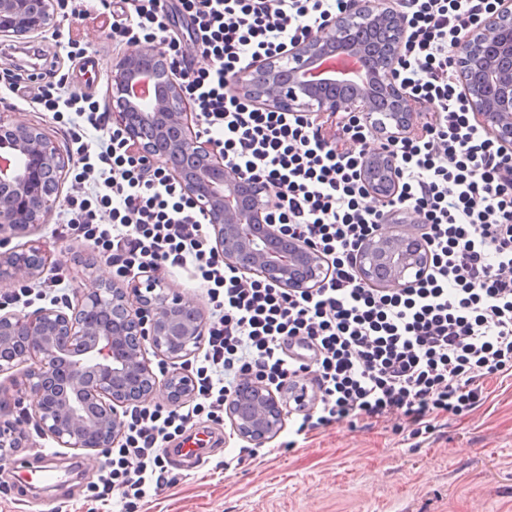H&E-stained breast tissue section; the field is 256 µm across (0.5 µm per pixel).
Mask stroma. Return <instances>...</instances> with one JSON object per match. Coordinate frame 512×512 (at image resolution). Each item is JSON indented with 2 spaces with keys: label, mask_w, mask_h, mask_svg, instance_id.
<instances>
[{
  "label": "stroma",
  "mask_w": 512,
  "mask_h": 512,
  "mask_svg": "<svg viewBox=\"0 0 512 512\" xmlns=\"http://www.w3.org/2000/svg\"><path fill=\"white\" fill-rule=\"evenodd\" d=\"M110 24L109 17L94 14L80 20L60 17L55 26L32 35L25 50L0 35V85L13 76L18 86L37 94V70L51 64L94 100L110 102L112 60L126 49L109 39ZM61 29L85 45L84 58L62 47ZM0 114L40 125L62 152H69L62 125L43 105L10 93L0 100ZM61 222V211H54L48 223L11 240L15 246L43 241L60 260L29 282L32 298L22 311L43 307L37 297L42 288L57 283L71 295L92 288L94 279L114 277L107 263L87 268V261H95L91 242L60 235ZM489 390L482 407L445 418L440 436L414 452L386 424L353 428L343 422L312 431L291 449L284 446L287 433H280L270 453L236 465L232 459L243 442L232 436L228 421L200 417L193 429L205 438L203 459L174 467L177 483L141 502L137 512H512V378L491 382ZM9 418L21 442L0 465V512H57L61 507L119 512L118 493L105 502L91 496L99 467L92 452L57 447L23 408H14ZM45 449L57 456L62 484L41 486L38 475L19 465Z\"/></svg>",
  "instance_id": "stroma-1"
}]
</instances>
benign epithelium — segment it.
Segmentation results:
<instances>
[{
  "mask_svg": "<svg viewBox=\"0 0 512 512\" xmlns=\"http://www.w3.org/2000/svg\"><path fill=\"white\" fill-rule=\"evenodd\" d=\"M54 17V0H0V34L25 41ZM404 13L393 0H351L323 29L280 56L260 59L231 78L229 88L259 107L352 113L396 141L418 131L407 90L395 79L406 41ZM476 50L460 56L463 95L477 120L512 150V0L467 34ZM357 59L367 89L314 72L330 54ZM112 120L126 143L150 161L162 160L172 178L202 208L224 263L286 291L323 284L325 257L274 224L276 192L259 179L239 178L199 132L179 74L157 47L126 52L112 62ZM73 158L32 123L0 117V246L45 224L59 203V186ZM362 178L382 204L396 192L395 158L368 155ZM427 263L423 240L378 234L366 241L357 271L380 288L408 286ZM53 268L34 240L0 251V281L28 282ZM125 289L96 280L65 307L0 314V375L18 373L42 430L61 448L98 451L122 436L128 407L165 393L177 405L194 394V377L177 367L200 345L206 318L192 300L170 292L163 278L144 274ZM174 365L158 377L146 347ZM232 434L262 448L282 431L288 414L282 391L248 378L225 401ZM17 446L16 431L0 421V461Z\"/></svg>",
  "mask_w": 512,
  "mask_h": 512,
  "instance_id": "obj_1",
  "label": "benign epithelium"
}]
</instances>
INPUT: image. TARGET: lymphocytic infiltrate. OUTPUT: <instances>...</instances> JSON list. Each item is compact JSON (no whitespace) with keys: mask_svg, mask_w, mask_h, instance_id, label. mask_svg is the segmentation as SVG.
<instances>
[{"mask_svg":"<svg viewBox=\"0 0 512 512\" xmlns=\"http://www.w3.org/2000/svg\"><path fill=\"white\" fill-rule=\"evenodd\" d=\"M98 3L112 17V40L166 49L225 167L277 190L275 223L321 251L327 274L321 287L288 293L225 264L164 163L145 164L107 112L48 72L38 100L64 120L77 156L63 233L94 241L120 275L188 268L212 304L192 406L132 407L94 497L119 491L123 512H134L172 485L165 443L196 416L221 417L245 378L315 387L294 436L376 419L414 442L435 435L440 418L484 404L490 380L512 377V150L474 122L455 75L459 42L496 0H400L408 37L396 78L438 114L395 143L352 114L331 138L316 116L263 109L227 90L230 76L318 33L350 0ZM376 148L397 163L386 205L360 176ZM408 217L430 252L424 274L404 288L364 282L355 258L365 241Z\"/></svg>","mask_w":512,"mask_h":512,"instance_id":"lymphocytic-infiltrate-1","label":"lymphocytic infiltrate"}]
</instances>
